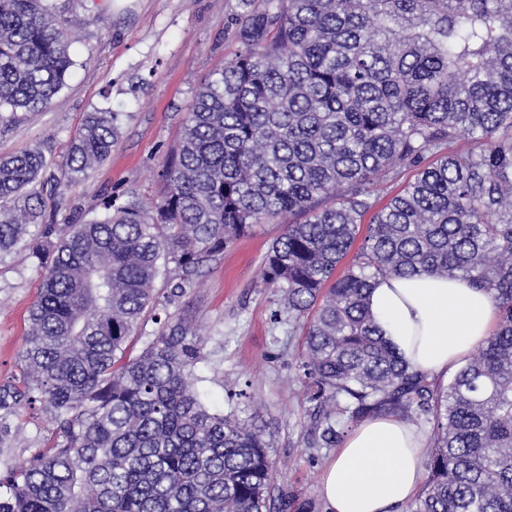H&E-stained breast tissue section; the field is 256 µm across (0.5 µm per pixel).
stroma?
I'll return each instance as SVG.
<instances>
[{
    "label": "stroma",
    "mask_w": 512,
    "mask_h": 512,
    "mask_svg": "<svg viewBox=\"0 0 512 512\" xmlns=\"http://www.w3.org/2000/svg\"><path fill=\"white\" fill-rule=\"evenodd\" d=\"M76 37L75 65L53 103L21 112L0 127V156L37 148L46 177L36 183L43 220L61 224L73 209L101 215L114 196L136 194L152 205L165 191L159 174L167 151L180 140L186 112L202 80L242 44L239 29L248 10L265 0H50ZM119 114L110 157L90 177L72 179L63 167L70 138L86 113ZM283 230L257 225L223 256L204 263L197 283L172 306L204 335L207 345L196 374L207 405L227 408V394L245 390L258 405L275 463L273 512H325L318 494L332 448L307 445L313 405L296 367L300 331L274 323V305L258 288L262 260ZM41 284L38 262L26 252L0 257V384L20 375L19 354L29 310ZM13 447L0 448V466L28 458L45 443L49 415L22 416Z\"/></svg>",
    "instance_id": "stroma-1"
}]
</instances>
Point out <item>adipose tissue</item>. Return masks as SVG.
<instances>
[{
  "instance_id": "1",
  "label": "adipose tissue",
  "mask_w": 512,
  "mask_h": 512,
  "mask_svg": "<svg viewBox=\"0 0 512 512\" xmlns=\"http://www.w3.org/2000/svg\"><path fill=\"white\" fill-rule=\"evenodd\" d=\"M369 308L384 338L414 368L447 376L492 335L497 308L489 291L422 272L377 279ZM425 443L394 416L357 426L325 469L327 512H401L425 475Z\"/></svg>"
}]
</instances>
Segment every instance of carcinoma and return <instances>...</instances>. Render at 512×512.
Wrapping results in <instances>:
<instances>
[{"instance_id": "cac0c4a2", "label": "carcinoma", "mask_w": 512, "mask_h": 512, "mask_svg": "<svg viewBox=\"0 0 512 512\" xmlns=\"http://www.w3.org/2000/svg\"><path fill=\"white\" fill-rule=\"evenodd\" d=\"M239 38L188 105L148 210L132 195L40 224L45 157H0V255L43 269L21 377L0 385V447L36 403L55 424L0 472V512H270V442L239 406H206L192 382L206 340L168 306L205 262L285 217L261 286L274 322L300 329L311 445L375 415L423 419L427 475L408 512H512V0H266ZM74 40L47 0H0L1 124L51 105ZM118 120L87 113L67 173L110 156ZM404 170L414 178L377 207ZM420 271L484 288L498 310L445 386L400 359L368 308L374 280ZM157 311L159 334L126 356Z\"/></svg>"}]
</instances>
